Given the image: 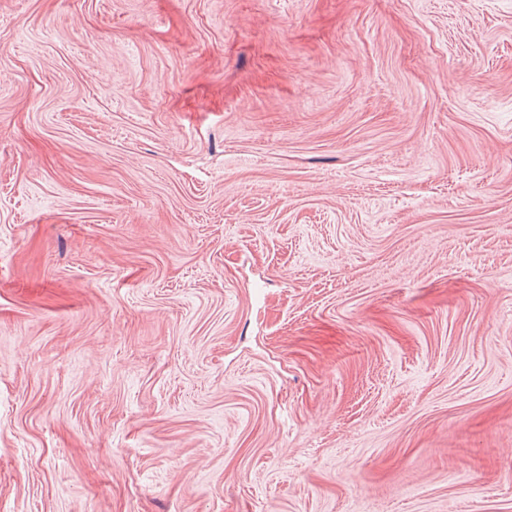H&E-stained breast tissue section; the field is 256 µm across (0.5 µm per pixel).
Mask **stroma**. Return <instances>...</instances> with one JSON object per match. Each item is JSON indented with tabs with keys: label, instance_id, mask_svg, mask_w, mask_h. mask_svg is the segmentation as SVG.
I'll return each instance as SVG.
<instances>
[{
	"label": "stroma",
	"instance_id": "stroma-1",
	"mask_svg": "<svg viewBox=\"0 0 512 512\" xmlns=\"http://www.w3.org/2000/svg\"><path fill=\"white\" fill-rule=\"evenodd\" d=\"M0 512H512V0H0Z\"/></svg>",
	"mask_w": 512,
	"mask_h": 512
}]
</instances>
